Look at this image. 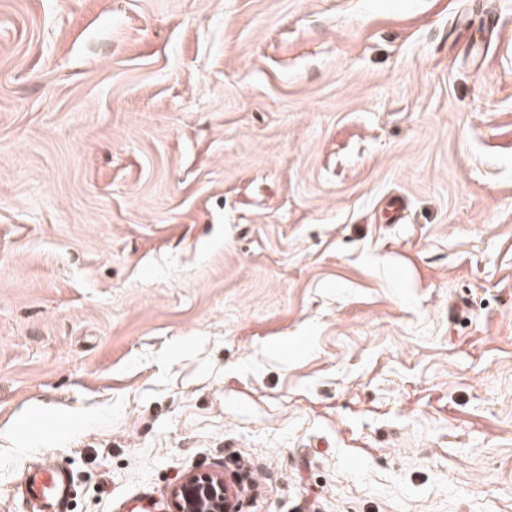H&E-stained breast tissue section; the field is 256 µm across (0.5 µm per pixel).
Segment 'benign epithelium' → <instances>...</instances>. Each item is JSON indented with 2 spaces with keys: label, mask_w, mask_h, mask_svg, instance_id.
<instances>
[{
  "label": "benign epithelium",
  "mask_w": 512,
  "mask_h": 512,
  "mask_svg": "<svg viewBox=\"0 0 512 512\" xmlns=\"http://www.w3.org/2000/svg\"><path fill=\"white\" fill-rule=\"evenodd\" d=\"M174 512H236L224 478L215 473H197L181 481L173 491Z\"/></svg>",
  "instance_id": "benign-epithelium-1"
}]
</instances>
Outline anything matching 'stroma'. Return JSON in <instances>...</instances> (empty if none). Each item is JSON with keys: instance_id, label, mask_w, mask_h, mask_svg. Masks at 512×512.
<instances>
[{"instance_id": "stroma-1", "label": "stroma", "mask_w": 512, "mask_h": 512, "mask_svg": "<svg viewBox=\"0 0 512 512\" xmlns=\"http://www.w3.org/2000/svg\"><path fill=\"white\" fill-rule=\"evenodd\" d=\"M512 512V0H0V512ZM26 494L36 503L33 512H61L70 495V483L59 469L31 470L25 480ZM176 512H235V503L224 478L215 473H197L181 481L173 491Z\"/></svg>"}]
</instances>
